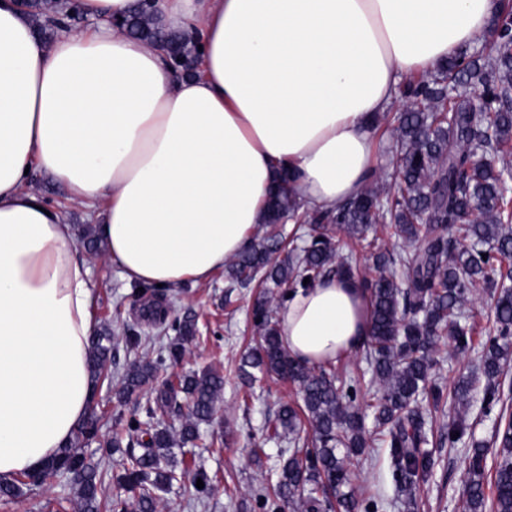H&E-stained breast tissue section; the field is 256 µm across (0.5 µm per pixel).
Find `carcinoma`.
<instances>
[{"instance_id": "obj_1", "label": "carcinoma", "mask_w": 512, "mask_h": 512, "mask_svg": "<svg viewBox=\"0 0 512 512\" xmlns=\"http://www.w3.org/2000/svg\"><path fill=\"white\" fill-rule=\"evenodd\" d=\"M30 12L40 31L50 29L55 0H30ZM125 27L169 54L172 66L194 56L188 37L166 30L151 9H133ZM407 98L404 112H386L383 120L397 142L392 170L368 180L352 200L332 209L298 214L288 180L277 182L268 205L262 239L229 260L227 277L247 287L262 277L275 296L315 283L331 273L357 280L368 293L371 327L366 361L372 381L380 386L365 402L385 447L398 491L411 497L434 466L424 413L442 408L443 390L433 379L432 355L446 337L456 348L474 347L475 326L465 316L468 296L492 288L493 323L482 343L480 370L484 377L485 413L501 401L505 369L512 365V199L507 179L512 170L499 163L512 143V0H501L494 34L475 53L458 51L431 72L411 79L400 90ZM289 216L310 224L302 247L287 245L277 230ZM385 224L395 239L392 247L377 244L376 225ZM348 233L372 250L375 276H361L352 258L332 246L334 231ZM157 328L174 332L153 359H135L120 375L119 395L130 398L154 385L156 397L136 404L121 419L122 429L104 448L126 444V460L116 475L119 485L137 491L133 499L101 497L97 465L84 444L98 436V419L86 421L69 446L40 469L11 483H0V496L14 498L23 487H40L70 474L78 495V512H157L159 493L181 483L189 496L202 499L212 484L202 468L176 470L172 449L192 443L199 426L208 423L224 391V375L206 369L177 379L165 375L166 364L178 361L197 333L195 317L168 319L159 300L147 307ZM257 340L242 358L237 376L249 386L257 374L285 379L302 396L314 441L301 435L296 410L283 406L270 424V438L288 448L271 502L272 512H327L335 498L342 512H358L346 461L360 456L369 439L364 415L351 395L341 390L335 366H309L292 359L280 342L277 312L267 300L253 308ZM112 336L103 331L90 337L89 364L94 378L112 380ZM476 380L461 377L451 397L466 408ZM187 413L178 435L159 425L172 409ZM494 439L473 440L467 451V479L462 491L464 512H512V416L501 407L494 419ZM469 425L453 418L441 428V438L454 448L468 435ZM458 437H453V434ZM493 458L487 501L486 461ZM204 487H196L197 480Z\"/></svg>"}]
</instances>
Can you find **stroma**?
I'll list each match as a JSON object with an SVG mask.
<instances>
[{
    "mask_svg": "<svg viewBox=\"0 0 512 512\" xmlns=\"http://www.w3.org/2000/svg\"><path fill=\"white\" fill-rule=\"evenodd\" d=\"M31 187L50 205L63 209L72 224L76 248L87 257L94 284L93 327L111 332L112 373L120 375L131 356L124 338L134 330L146 341L141 355L155 357L166 336L157 334L141 311V301L132 286L120 280L105 261L103 245H89L82 235L89 223L82 209L68 205L63 186L46 174H34ZM261 295L260 288L231 285L223 272H216L205 284L182 283L165 289L162 305L169 313L192 314L197 320L196 339L187 345L180 362L169 364L168 375L177 377L190 371L211 367L224 375V393L212 424L201 425V445L186 448L184 461L202 467L212 479L213 489L200 501L190 500L182 486L162 493L158 512H266L257 503L258 485L275 487L279 458L277 446L264 443L266 422L281 405L300 407L302 399L294 386L266 377H258L252 390L242 388L236 377L241 356L254 344L252 307ZM436 381L451 390L459 375L477 371L478 354L459 351L441 341L434 354ZM264 443L266 453L254 454L256 443ZM435 467L427 482L417 490L415 508L395 500V482L388 453L372 445L362 456L348 464L352 486L360 500V512H371L372 499L381 497L385 505L379 512H461L460 497L467 477L463 448L431 444ZM75 485L62 478L28 491L12 501L0 499V512H74Z\"/></svg>",
    "mask_w": 512,
    "mask_h": 512,
    "instance_id": "1",
    "label": "stroma"
}]
</instances>
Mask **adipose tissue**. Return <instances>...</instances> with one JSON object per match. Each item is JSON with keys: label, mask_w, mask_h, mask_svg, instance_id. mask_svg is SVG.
I'll return each mask as SVG.
<instances>
[{"label": "adipose tissue", "mask_w": 512, "mask_h": 512, "mask_svg": "<svg viewBox=\"0 0 512 512\" xmlns=\"http://www.w3.org/2000/svg\"><path fill=\"white\" fill-rule=\"evenodd\" d=\"M134 0H82L80 30L45 40L0 0V479L41 468L85 421L90 267L27 170L89 208L128 284L204 283L248 248L285 174L302 209L371 178L373 119L409 77L481 40L499 0H156L199 46L196 73L113 27ZM289 355L358 349L369 298L330 274L278 312Z\"/></svg>", "instance_id": "obj_1"}]
</instances>
